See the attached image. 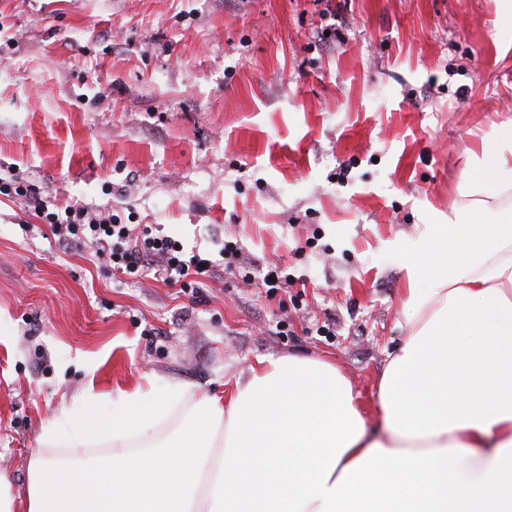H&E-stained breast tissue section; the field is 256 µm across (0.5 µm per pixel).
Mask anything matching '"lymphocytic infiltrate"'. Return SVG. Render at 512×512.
I'll list each match as a JSON object with an SVG mask.
<instances>
[{"instance_id": "1", "label": "lymphocytic infiltrate", "mask_w": 512, "mask_h": 512, "mask_svg": "<svg viewBox=\"0 0 512 512\" xmlns=\"http://www.w3.org/2000/svg\"><path fill=\"white\" fill-rule=\"evenodd\" d=\"M0 195L26 200L58 241L76 246L95 243V257L103 266L134 278L153 274L187 291L202 286L217 268L241 265L242 248L233 236L225 239L218 255L188 252L156 225L123 224L112 213L93 211L80 200L57 202L43 197L31 185L0 181Z\"/></svg>"}]
</instances>
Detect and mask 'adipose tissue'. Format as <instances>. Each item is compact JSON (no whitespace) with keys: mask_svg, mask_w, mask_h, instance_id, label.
Listing matches in <instances>:
<instances>
[{"mask_svg":"<svg viewBox=\"0 0 512 512\" xmlns=\"http://www.w3.org/2000/svg\"><path fill=\"white\" fill-rule=\"evenodd\" d=\"M407 247L381 433L321 358L258 359L219 395L149 378L111 421L53 413L47 441L111 453L76 469L35 450L23 498L0 477V512H512V141L483 138Z\"/></svg>","mask_w":512,"mask_h":512,"instance_id":"1","label":"adipose tissue"}]
</instances>
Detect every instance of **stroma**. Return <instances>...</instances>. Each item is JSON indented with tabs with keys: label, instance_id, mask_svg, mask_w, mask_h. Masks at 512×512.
<instances>
[{
	"label": "stroma",
	"instance_id": "obj_1",
	"mask_svg": "<svg viewBox=\"0 0 512 512\" xmlns=\"http://www.w3.org/2000/svg\"><path fill=\"white\" fill-rule=\"evenodd\" d=\"M512 135L499 0H0V177L243 244L198 293L122 279L0 202V472L26 486L63 409L112 415L142 377L223 391L263 357L333 361L370 429L409 334L406 243L456 201L481 136ZM94 388L102 398L87 406Z\"/></svg>",
	"mask_w": 512,
	"mask_h": 512
}]
</instances>
